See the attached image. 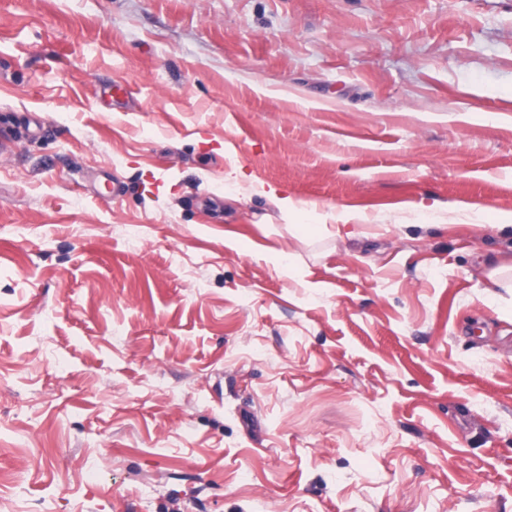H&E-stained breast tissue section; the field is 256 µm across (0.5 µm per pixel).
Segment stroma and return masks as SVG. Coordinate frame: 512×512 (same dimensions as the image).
Wrapping results in <instances>:
<instances>
[{"instance_id": "35a3bbf8", "label": "stroma", "mask_w": 512, "mask_h": 512, "mask_svg": "<svg viewBox=\"0 0 512 512\" xmlns=\"http://www.w3.org/2000/svg\"><path fill=\"white\" fill-rule=\"evenodd\" d=\"M2 114L0 512H512V0H0Z\"/></svg>"}]
</instances>
